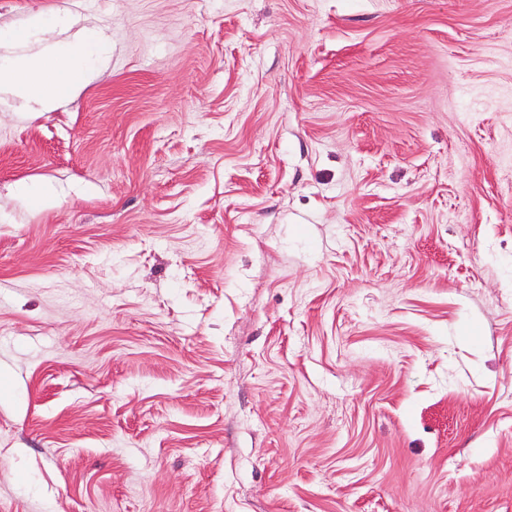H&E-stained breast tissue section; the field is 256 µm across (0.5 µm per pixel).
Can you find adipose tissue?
Listing matches in <instances>:
<instances>
[{"mask_svg":"<svg viewBox=\"0 0 512 512\" xmlns=\"http://www.w3.org/2000/svg\"><path fill=\"white\" fill-rule=\"evenodd\" d=\"M75 21L64 11L31 14L20 28H0V93L18 100L22 111L52 112L90 83L108 63L104 32H74ZM62 38L35 50L47 31Z\"/></svg>","mask_w":512,"mask_h":512,"instance_id":"obj_1","label":"adipose tissue"}]
</instances>
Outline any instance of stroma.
<instances>
[{
    "instance_id": "35a3bbf8",
    "label": "stroma",
    "mask_w": 512,
    "mask_h": 512,
    "mask_svg": "<svg viewBox=\"0 0 512 512\" xmlns=\"http://www.w3.org/2000/svg\"><path fill=\"white\" fill-rule=\"evenodd\" d=\"M57 10L110 61L0 106V512H512V0L0 27Z\"/></svg>"
}]
</instances>
